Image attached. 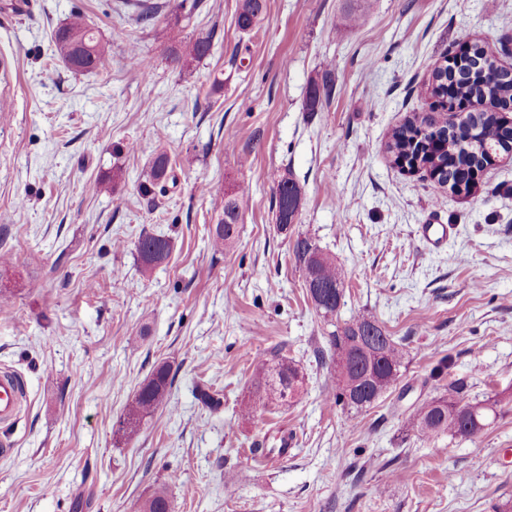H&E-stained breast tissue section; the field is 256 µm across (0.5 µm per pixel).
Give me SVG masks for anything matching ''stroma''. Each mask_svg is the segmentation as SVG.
I'll return each mask as SVG.
<instances>
[{"instance_id": "stroma-1", "label": "stroma", "mask_w": 512, "mask_h": 512, "mask_svg": "<svg viewBox=\"0 0 512 512\" xmlns=\"http://www.w3.org/2000/svg\"><path fill=\"white\" fill-rule=\"evenodd\" d=\"M119 0H0V370L24 380L0 424V512H140L165 486L173 512H494L512 499V409L475 441L426 445L407 416L435 396L432 369L469 398L512 394V152L470 193L435 188L386 151L429 116L434 66L465 42L512 66V0H266L236 26L237 0H157L138 24ZM81 15L110 53L75 72L54 30ZM213 38L173 65L174 33ZM148 56L131 68L130 44ZM329 78L318 112L304 101ZM177 178L139 182L157 152ZM291 169L304 189L296 231L346 269L339 321L374 316L409 351L393 391L359 412L329 404L317 316L272 206ZM243 202L238 238L210 230L224 192ZM423 224H449L434 247ZM171 239L143 271V234ZM293 360L301 394L245 415L259 358ZM175 375L169 406L131 441L120 415L154 366ZM224 392L213 413L197 386ZM288 453L268 466L252 450ZM265 10V0H241L236 20L238 28L250 32L262 21Z\"/></svg>"}]
</instances>
